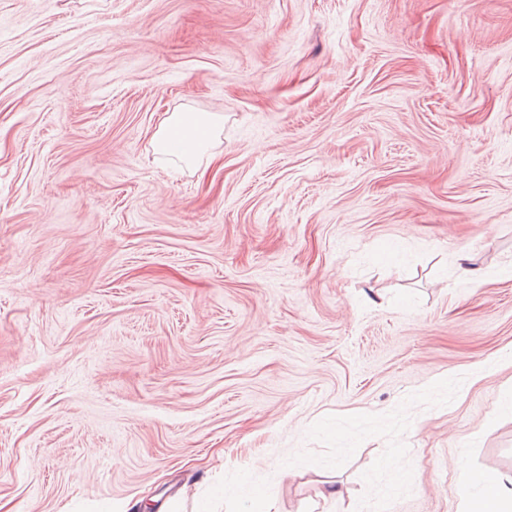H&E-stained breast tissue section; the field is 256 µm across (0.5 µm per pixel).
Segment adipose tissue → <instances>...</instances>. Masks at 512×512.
Segmentation results:
<instances>
[{"instance_id": "adipose-tissue-1", "label": "adipose tissue", "mask_w": 512, "mask_h": 512, "mask_svg": "<svg viewBox=\"0 0 512 512\" xmlns=\"http://www.w3.org/2000/svg\"><path fill=\"white\" fill-rule=\"evenodd\" d=\"M222 122L214 113L166 114L152 136L154 150L194 164L217 138ZM459 512H512V480L493 474L464 477Z\"/></svg>"}]
</instances>
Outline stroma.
Listing matches in <instances>:
<instances>
[{
  "label": "stroma",
  "mask_w": 512,
  "mask_h": 512,
  "mask_svg": "<svg viewBox=\"0 0 512 512\" xmlns=\"http://www.w3.org/2000/svg\"><path fill=\"white\" fill-rule=\"evenodd\" d=\"M510 390L512 0H0V512H458ZM223 118L215 113H166L152 136L155 152L194 164L218 137Z\"/></svg>",
  "instance_id": "stroma-1"
}]
</instances>
